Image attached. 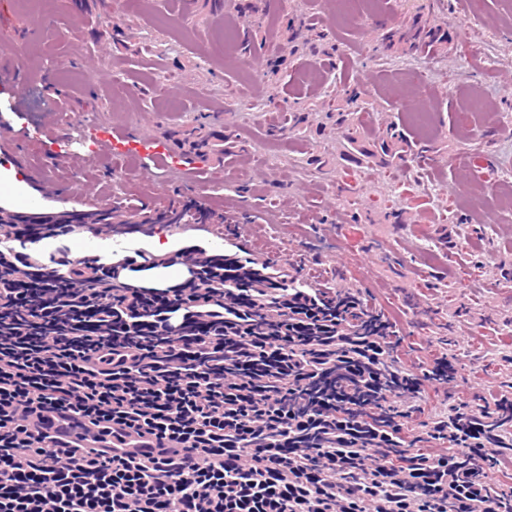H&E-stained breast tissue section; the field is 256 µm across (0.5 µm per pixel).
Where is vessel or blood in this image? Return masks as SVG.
<instances>
[{
    "instance_id": "vessel-or-blood-1",
    "label": "vessel or blood",
    "mask_w": 512,
    "mask_h": 512,
    "mask_svg": "<svg viewBox=\"0 0 512 512\" xmlns=\"http://www.w3.org/2000/svg\"><path fill=\"white\" fill-rule=\"evenodd\" d=\"M96 140L109 145L117 155L124 154L127 149H134L147 173L182 165L180 154L168 142L144 138L126 129H99ZM31 422L58 447H76L99 459L131 457L149 465L164 455L163 449L157 448L153 436L136 433L116 435L105 425L92 424L72 413L43 411L34 414Z\"/></svg>"
}]
</instances>
